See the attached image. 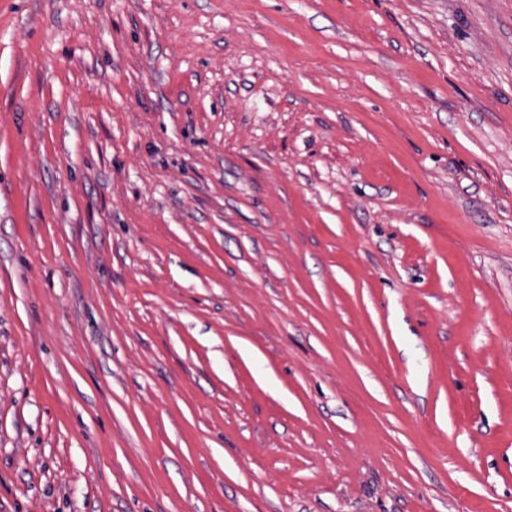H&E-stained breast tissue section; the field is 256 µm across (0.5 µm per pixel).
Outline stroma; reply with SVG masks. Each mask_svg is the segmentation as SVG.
<instances>
[{
    "label": "stroma",
    "mask_w": 512,
    "mask_h": 512,
    "mask_svg": "<svg viewBox=\"0 0 512 512\" xmlns=\"http://www.w3.org/2000/svg\"><path fill=\"white\" fill-rule=\"evenodd\" d=\"M0 512H512V0H0Z\"/></svg>",
    "instance_id": "1"
}]
</instances>
